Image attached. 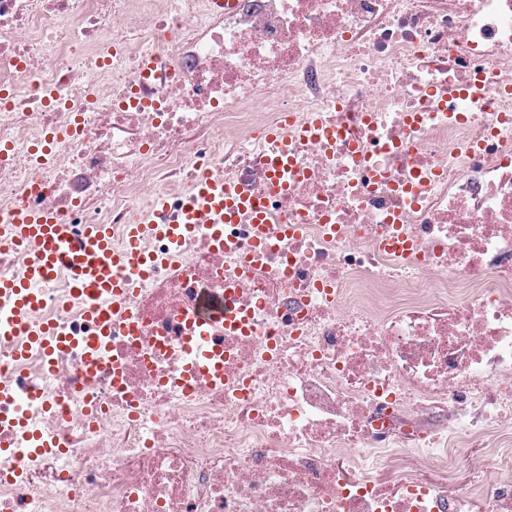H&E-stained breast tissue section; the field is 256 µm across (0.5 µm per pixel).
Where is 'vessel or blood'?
<instances>
[{
    "instance_id": "b4317fda",
    "label": "vessel or blood",
    "mask_w": 512,
    "mask_h": 512,
    "mask_svg": "<svg viewBox=\"0 0 512 512\" xmlns=\"http://www.w3.org/2000/svg\"><path fill=\"white\" fill-rule=\"evenodd\" d=\"M245 211L261 221L251 200L226 189L221 181L208 180L190 194L175 223L128 225L131 246L122 250L113 246L103 224H88L78 231L45 215H14L0 225V232L27 246L30 257L21 279L0 277V336L15 335L22 319L40 304L38 285L63 272L73 276V296L85 303L100 330L109 332L113 305L130 297L141 286L146 270L158 263L156 257L135 250V243L152 231L177 244L194 224L210 225L213 240L220 242L225 225Z\"/></svg>"
}]
</instances>
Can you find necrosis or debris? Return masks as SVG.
Wrapping results in <instances>:
<instances>
[{
	"label": "necrosis or debris",
	"mask_w": 512,
	"mask_h": 512,
	"mask_svg": "<svg viewBox=\"0 0 512 512\" xmlns=\"http://www.w3.org/2000/svg\"><path fill=\"white\" fill-rule=\"evenodd\" d=\"M203 172L262 233L145 237L109 334L65 273L72 349L0 338V512H512V0H0V223L123 248Z\"/></svg>",
	"instance_id": "1"
}]
</instances>
